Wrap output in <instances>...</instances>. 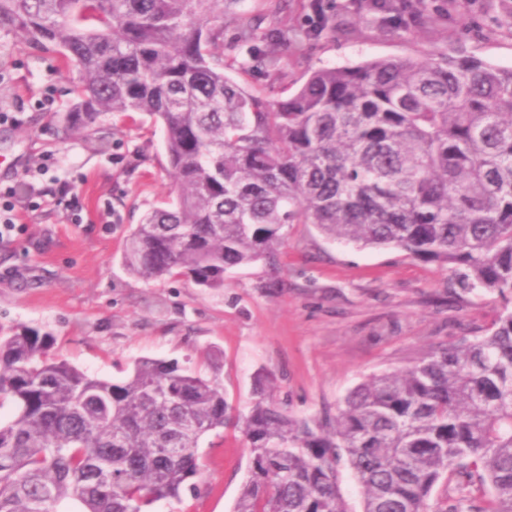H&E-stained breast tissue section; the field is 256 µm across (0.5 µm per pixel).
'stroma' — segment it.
<instances>
[{"mask_svg": "<svg viewBox=\"0 0 512 512\" xmlns=\"http://www.w3.org/2000/svg\"><path fill=\"white\" fill-rule=\"evenodd\" d=\"M336 35L307 40L318 23L308 0H239L224 17V55H239L241 27L279 28L287 39L276 69L236 74L271 101L293 95L323 67L381 57L420 58L433 48L512 68V32L498 23L512 0H421L433 15L388 31L360 21L352 0H322ZM75 70L36 48H0V185L27 179L20 227L0 245V336L20 326L50 334L52 354L88 374L120 381L136 360L175 359L218 377L249 412L260 379L297 417L335 413L371 375L400 369L424 350L482 335L503 311L494 294L466 295L449 270L394 248L326 240L311 224L289 225L269 258L232 270L218 290L190 280L145 282L123 265L127 236L167 200L169 165L161 126L143 113L106 116L89 138L66 137ZM200 471L181 499L150 512H233L250 455L240 433L200 444Z\"/></svg>", "mask_w": 512, "mask_h": 512, "instance_id": "35a3bbf8", "label": "stroma"}]
</instances>
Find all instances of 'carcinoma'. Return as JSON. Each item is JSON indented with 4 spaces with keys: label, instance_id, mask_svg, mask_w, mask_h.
<instances>
[{
    "label": "carcinoma",
    "instance_id": "carcinoma-1",
    "mask_svg": "<svg viewBox=\"0 0 512 512\" xmlns=\"http://www.w3.org/2000/svg\"><path fill=\"white\" fill-rule=\"evenodd\" d=\"M238 0H0V39L78 73L74 134L112 113L161 124L175 197L129 234L127 270L224 287L290 224L332 241L451 266L468 293L512 297V69L433 51L311 72L271 102L229 78L224 10ZM283 34L242 70L274 69ZM28 327L0 336V512H144L179 497L203 437L240 428L248 480L234 512H512V312L481 336L372 375L322 418L142 358L113 382L51 354ZM436 497L435 509L429 500Z\"/></svg>",
    "mask_w": 512,
    "mask_h": 512
}]
</instances>
